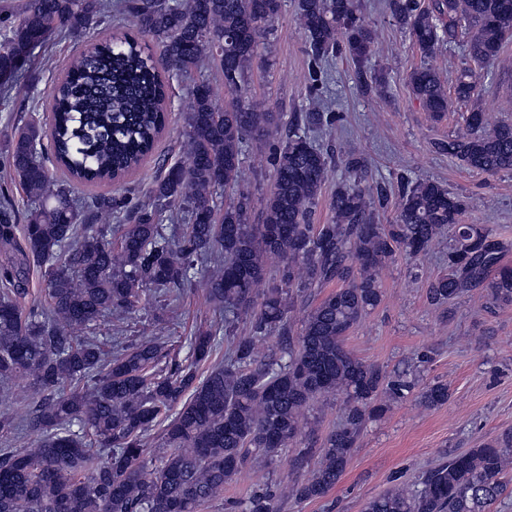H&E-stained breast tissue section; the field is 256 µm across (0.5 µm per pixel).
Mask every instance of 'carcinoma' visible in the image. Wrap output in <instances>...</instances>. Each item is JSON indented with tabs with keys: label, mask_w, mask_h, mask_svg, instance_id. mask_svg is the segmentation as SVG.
I'll return each instance as SVG.
<instances>
[{
	"label": "carcinoma",
	"mask_w": 512,
	"mask_h": 512,
	"mask_svg": "<svg viewBox=\"0 0 512 512\" xmlns=\"http://www.w3.org/2000/svg\"><path fill=\"white\" fill-rule=\"evenodd\" d=\"M316 62L339 47L358 63L368 59L373 31L357 0H292ZM287 0H22L0 7V107L26 60L51 33L90 40L55 84L44 123L14 128L7 145L10 175L30 207L18 216L0 195V245L19 252L0 267V384L22 377L38 396L27 420L36 447L0 453V512H198L252 459L288 447L296 472L312 449L307 412L319 399L343 398L341 422L319 448L312 475L294 480L299 500L326 496L371 419L412 393L427 408L448 402V385L423 387L389 374L347 349L349 332L381 302L379 271L400 252L416 258L449 234L448 273L427 289L442 305L481 288L489 302L512 303L506 244L479 224H464L467 199L442 183L419 179L403 190L393 224L374 222L376 187L346 163L327 224L312 218L331 163L326 149L302 129L322 123L315 109L272 148L274 189L259 222L248 223L249 194L237 184L245 157L270 145L279 131L274 112H260L247 75L260 40ZM423 63L409 75L412 94L436 118L448 112V92L426 63L458 31L476 63L494 62L512 33V0H391ZM136 20L139 40L117 22ZM224 77L228 102L214 96L206 72ZM188 80L185 157L162 164L149 201L133 208L112 192L82 200L75 185L123 180L152 154L171 112L170 82ZM455 99L471 103L465 131L448 138V155L484 173L512 168V122L486 128L471 69L455 79ZM66 172L64 180L56 171ZM232 196L224 198L227 191ZM123 214L102 226L100 217ZM277 257L282 287L263 293L267 260ZM45 277L44 299L25 303L27 267ZM341 286L310 305L300 327L289 313L307 292ZM205 288L224 323L188 340L181 363L162 365L158 334L125 344L97 329L139 311L145 292L178 300ZM253 314V334L232 336L224 361L202 377L241 316ZM282 341L262 356L259 343ZM161 429L165 451L148 456L147 436ZM512 468V431L454 454L427 470L412 488L368 499L363 512H491ZM238 512H281L275 494L234 503Z\"/></svg>",
	"instance_id": "1"
}]
</instances>
